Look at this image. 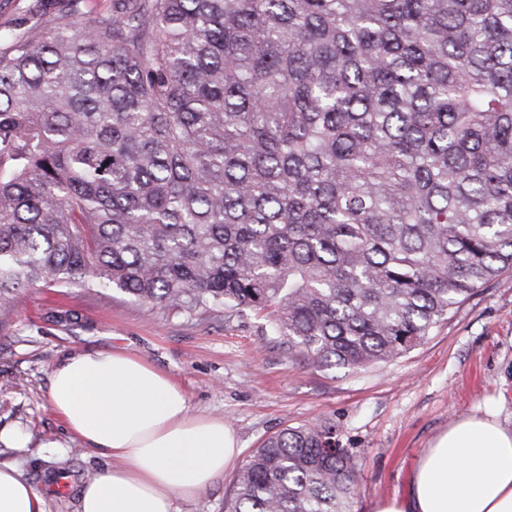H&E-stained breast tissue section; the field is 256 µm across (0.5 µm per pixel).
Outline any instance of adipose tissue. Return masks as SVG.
Masks as SVG:
<instances>
[{
  "label": "adipose tissue",
  "mask_w": 512,
  "mask_h": 512,
  "mask_svg": "<svg viewBox=\"0 0 512 512\" xmlns=\"http://www.w3.org/2000/svg\"><path fill=\"white\" fill-rule=\"evenodd\" d=\"M49 399L74 436L114 461L84 484L79 512H175L240 453L230 425L192 412L180 384L127 352L64 359ZM0 512H45L38 489L7 464ZM370 512H512V429L493 410L459 418L421 454L405 496L375 500Z\"/></svg>",
  "instance_id": "ef3b65f1"
}]
</instances>
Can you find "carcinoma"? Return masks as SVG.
Masks as SVG:
<instances>
[{
	"instance_id": "1",
	"label": "carcinoma",
	"mask_w": 512,
	"mask_h": 512,
	"mask_svg": "<svg viewBox=\"0 0 512 512\" xmlns=\"http://www.w3.org/2000/svg\"><path fill=\"white\" fill-rule=\"evenodd\" d=\"M0 49V300L271 311L355 371L512 270V0H80ZM331 422L253 449L224 512H350Z\"/></svg>"
}]
</instances>
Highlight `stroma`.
Returning a JSON list of instances; mask_svg holds the SVG:
<instances>
[{
  "instance_id": "35a3bbf8",
  "label": "stroma",
  "mask_w": 512,
  "mask_h": 512,
  "mask_svg": "<svg viewBox=\"0 0 512 512\" xmlns=\"http://www.w3.org/2000/svg\"><path fill=\"white\" fill-rule=\"evenodd\" d=\"M130 352L182 385L192 411L224 418L249 454L271 434L307 422L335 423L361 462L352 512L404 495L431 442L461 416L494 408L512 428V271L451 312L419 345L355 372L319 369L276 344L270 321L235 314L147 311L117 290L39 282L0 309V430L25 445L0 444V462L45 487V512H78L77 488L110 469V457L69 433L49 403L50 377L85 352ZM238 466L177 512H224Z\"/></svg>"
}]
</instances>
